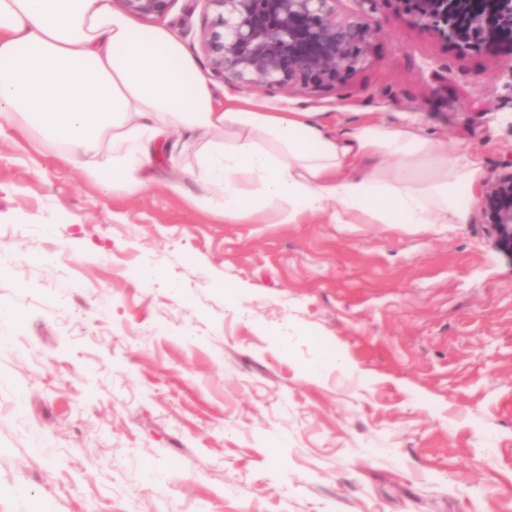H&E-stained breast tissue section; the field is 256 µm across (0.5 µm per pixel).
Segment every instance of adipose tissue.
Segmentation results:
<instances>
[{"mask_svg":"<svg viewBox=\"0 0 512 512\" xmlns=\"http://www.w3.org/2000/svg\"><path fill=\"white\" fill-rule=\"evenodd\" d=\"M0 116L94 155L116 192L143 189L158 140L174 157L194 147L192 202L228 224L265 209L283 224H466L482 177L410 129L224 103L169 29L112 0H0Z\"/></svg>","mask_w":512,"mask_h":512,"instance_id":"adipose-tissue-1","label":"adipose tissue"}]
</instances>
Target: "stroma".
Segmentation results:
<instances>
[{"label":"stroma","mask_w":512,"mask_h":512,"mask_svg":"<svg viewBox=\"0 0 512 512\" xmlns=\"http://www.w3.org/2000/svg\"><path fill=\"white\" fill-rule=\"evenodd\" d=\"M375 15L364 68L249 100L416 127L502 172L512 46ZM206 20L174 0L163 23L199 61ZM88 160L0 124V512H512V253L481 206L227 224L192 202L193 150L157 145L134 194Z\"/></svg>","instance_id":"stroma-1"}]
</instances>
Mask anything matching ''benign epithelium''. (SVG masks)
<instances>
[{
  "label": "benign epithelium",
  "mask_w": 512,
  "mask_h": 512,
  "mask_svg": "<svg viewBox=\"0 0 512 512\" xmlns=\"http://www.w3.org/2000/svg\"><path fill=\"white\" fill-rule=\"evenodd\" d=\"M124 10L158 21L173 0H121ZM213 18L199 45L211 72L240 92L288 93L336 84L363 68L385 23L372 12L342 13L340 0H204ZM416 29L480 49L512 45V0H396ZM503 245L512 248V160L478 191Z\"/></svg>",
  "instance_id": "1"
}]
</instances>
